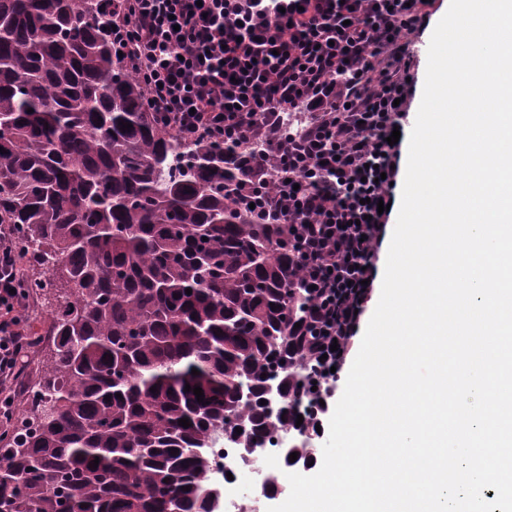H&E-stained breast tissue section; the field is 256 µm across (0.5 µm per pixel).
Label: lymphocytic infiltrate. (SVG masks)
<instances>
[{
	"mask_svg": "<svg viewBox=\"0 0 512 512\" xmlns=\"http://www.w3.org/2000/svg\"><path fill=\"white\" fill-rule=\"evenodd\" d=\"M431 0H116L115 32L151 111L184 143H266L240 191L259 220L283 225L316 301L311 355L321 404L360 322L397 183L413 85L414 40ZM309 114L283 128L284 111ZM26 259L0 224V428L32 338Z\"/></svg>",
	"mask_w": 512,
	"mask_h": 512,
	"instance_id": "f902f5d3",
	"label": "lymphocytic infiltrate"
}]
</instances>
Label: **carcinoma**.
<instances>
[{"label":"carcinoma","instance_id":"carcinoma-1","mask_svg":"<svg viewBox=\"0 0 512 512\" xmlns=\"http://www.w3.org/2000/svg\"><path fill=\"white\" fill-rule=\"evenodd\" d=\"M119 51L109 0H0V224L52 336L0 434V512H220L216 441L285 430L283 463L314 459V298L236 197L261 148L179 142Z\"/></svg>","mask_w":512,"mask_h":512}]
</instances>
